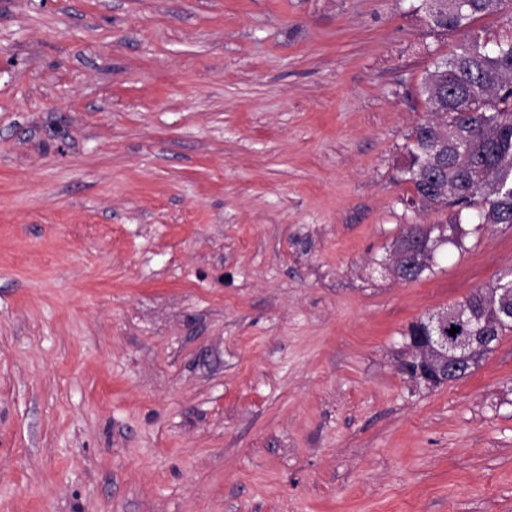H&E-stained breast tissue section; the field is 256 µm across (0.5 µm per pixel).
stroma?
<instances>
[{"label": "stroma", "instance_id": "stroma-1", "mask_svg": "<svg viewBox=\"0 0 512 512\" xmlns=\"http://www.w3.org/2000/svg\"><path fill=\"white\" fill-rule=\"evenodd\" d=\"M415 3L0 0V512H512V331L399 369L512 224L378 265L450 215Z\"/></svg>", "mask_w": 512, "mask_h": 512}]
</instances>
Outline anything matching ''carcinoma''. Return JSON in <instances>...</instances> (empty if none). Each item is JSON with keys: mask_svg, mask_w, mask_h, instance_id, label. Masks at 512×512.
Segmentation results:
<instances>
[{"mask_svg": "<svg viewBox=\"0 0 512 512\" xmlns=\"http://www.w3.org/2000/svg\"><path fill=\"white\" fill-rule=\"evenodd\" d=\"M508 4L512 0H441L435 19L428 0L418 6L433 27L457 31L463 38L424 78L422 94L431 119L407 136L404 175L414 190L410 203L455 209L445 229L446 244L459 251L468 235L462 220L476 231L489 224H512V41L493 44L473 31L476 20L500 14ZM434 235L404 226L389 254L442 246ZM431 271L433 267L412 261L399 277L416 281ZM501 288L512 289V274L458 304L472 327L483 325L485 296Z\"/></svg>", "mask_w": 512, "mask_h": 512, "instance_id": "carcinoma-1", "label": "carcinoma"}]
</instances>
